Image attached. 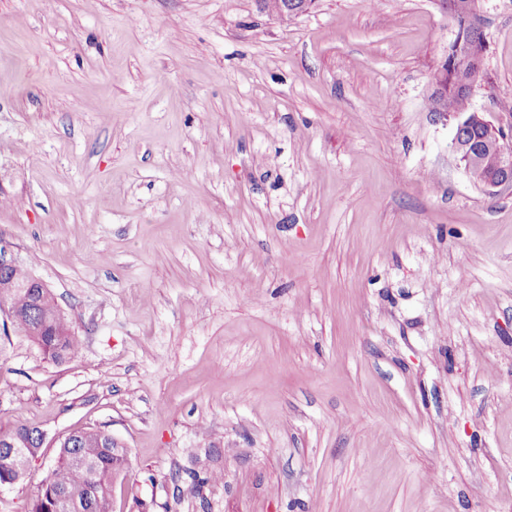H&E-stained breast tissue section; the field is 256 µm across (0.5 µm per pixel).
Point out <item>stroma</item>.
Instances as JSON below:
<instances>
[{
  "instance_id": "1",
  "label": "stroma",
  "mask_w": 512,
  "mask_h": 512,
  "mask_svg": "<svg viewBox=\"0 0 512 512\" xmlns=\"http://www.w3.org/2000/svg\"><path fill=\"white\" fill-rule=\"evenodd\" d=\"M470 99L512 130V0ZM441 0H0V427L108 430L113 512H512V193L431 109ZM17 262L9 249V245L3 241L0 243V293L7 297L17 288L13 279L8 280V274L17 266ZM28 286H33L32 288H40V292L44 295L48 291L46 286L39 280L35 279L30 275ZM32 288H23L17 292L12 297L2 299L0 297V310H2L3 306V315L10 321L15 320V312L13 309H9L8 307L20 306L22 310L26 309L28 305V301L33 299ZM8 306V307H7ZM64 325L61 334L57 336H28V327L24 320L17 321L13 326L15 331L34 340L47 356L53 361L76 358L80 343L74 334L72 322L64 314Z\"/></svg>"
}]
</instances>
